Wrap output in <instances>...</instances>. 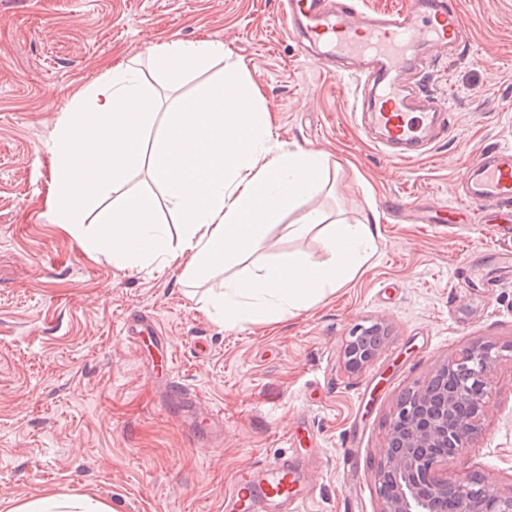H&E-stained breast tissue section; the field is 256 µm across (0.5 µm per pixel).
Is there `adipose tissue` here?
I'll return each instance as SVG.
<instances>
[{
	"instance_id": "ef3b65f1",
	"label": "adipose tissue",
	"mask_w": 512,
	"mask_h": 512,
	"mask_svg": "<svg viewBox=\"0 0 512 512\" xmlns=\"http://www.w3.org/2000/svg\"><path fill=\"white\" fill-rule=\"evenodd\" d=\"M223 54V42L207 38L157 45L150 60L176 82ZM47 148L55 172L54 223L85 239L86 212L111 199L87 239L91 251L123 270L174 268L185 281L208 283L202 308L228 328L275 321L321 301L375 249L371 225L339 222L327 233V260L275 258L250 276L226 277L299 199L320 188L325 170L321 153L290 152L274 138L269 109L236 66L220 85L158 113L138 69L117 62L64 113ZM143 162L163 196L126 189L129 173ZM163 199L175 213L178 234L159 218ZM11 512L113 508L89 495L47 493L17 500Z\"/></svg>"
}]
</instances>
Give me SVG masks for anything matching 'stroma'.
<instances>
[{"label":"stroma","instance_id":"stroma-1","mask_svg":"<svg viewBox=\"0 0 512 512\" xmlns=\"http://www.w3.org/2000/svg\"><path fill=\"white\" fill-rule=\"evenodd\" d=\"M283 2L0 0V512L45 493L95 495L115 512H222L237 470L288 454L317 489L310 512H381L373 464L398 399L474 343L500 357L483 425L448 473L476 469L512 489V283L490 294L458 272L490 267L512 236L483 223L477 204L470 223L434 221L436 206L459 202L470 161L512 144V0H458L465 43L450 54L423 47L427 67L401 70V84L448 107L447 131L405 162L366 135L350 81L287 36ZM207 36L223 41V58L180 84L149 63L157 42ZM123 58L162 111L245 64L283 147L326 155L318 193L232 274L291 254L327 259L320 228L288 233L311 210L329 223L374 217L365 272L279 322L227 328L197 302L203 285L169 269H120L54 224L45 143L72 96ZM132 314L156 317L162 340L132 342L122 330ZM376 323L384 347L348 373L353 328ZM166 349L200 410L220 412L222 441L184 423L183 400L153 365ZM350 440L359 465L347 477Z\"/></svg>","mask_w":512,"mask_h":512}]
</instances>
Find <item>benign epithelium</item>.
Returning <instances> with one entry per match:
<instances>
[{
	"label": "benign epithelium",
	"mask_w": 512,
	"mask_h": 512,
	"mask_svg": "<svg viewBox=\"0 0 512 512\" xmlns=\"http://www.w3.org/2000/svg\"><path fill=\"white\" fill-rule=\"evenodd\" d=\"M384 342L380 327L354 329L344 350L347 370L361 371ZM496 363L493 345L473 344L398 400L375 470L381 512H512V489L500 490L480 471L448 478V462L469 451L487 415Z\"/></svg>",
	"instance_id": "1"
}]
</instances>
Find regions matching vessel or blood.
Listing matches in <instances>:
<instances>
[{"label": "vessel or blood", "instance_id": "vessel-or-blood-1", "mask_svg": "<svg viewBox=\"0 0 512 512\" xmlns=\"http://www.w3.org/2000/svg\"><path fill=\"white\" fill-rule=\"evenodd\" d=\"M354 0H287L289 36L321 49L323 65L363 58L369 67L357 74L359 88L373 87V96H353V111L366 112L389 157L406 161L415 147L439 127L444 101L421 95L397 82L398 65L418 59L420 46L456 50L466 32L455 0H410L407 8L373 14L356 21ZM463 201L440 209V223H455L472 203L497 205L501 220L512 218V147L481 153L468 164L462 179ZM315 494L299 471L281 457L262 466L238 470L224 490V512H300Z\"/></svg>", "mask_w": 512, "mask_h": 512}]
</instances>
